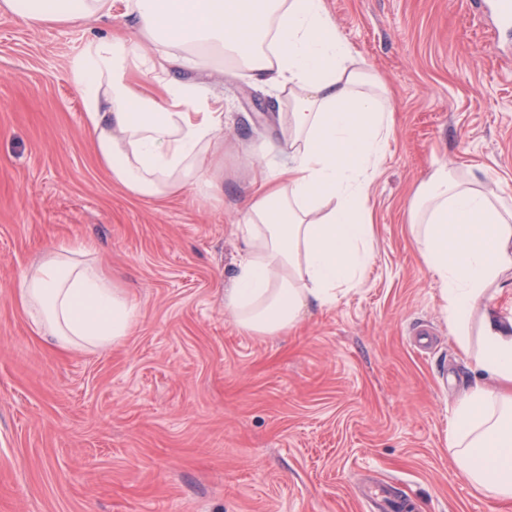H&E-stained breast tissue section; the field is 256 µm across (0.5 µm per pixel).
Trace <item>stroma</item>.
<instances>
[{
  "label": "stroma",
  "instance_id": "obj_1",
  "mask_svg": "<svg viewBox=\"0 0 512 512\" xmlns=\"http://www.w3.org/2000/svg\"><path fill=\"white\" fill-rule=\"evenodd\" d=\"M324 5L391 89L395 123L370 192L371 265L280 336L240 331L223 300L253 173L284 160L277 92L225 64H167L224 100V190L138 198L101 166L72 79L110 22L0 16V512H373L361 490L376 482L414 512H512L448 446L473 373L408 233L434 165L512 193V33L489 53L487 21L457 0ZM77 242L138 306L105 351L40 336L15 295L45 249Z\"/></svg>",
  "mask_w": 512,
  "mask_h": 512
}]
</instances>
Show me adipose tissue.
<instances>
[{
  "label": "adipose tissue",
  "instance_id": "1",
  "mask_svg": "<svg viewBox=\"0 0 512 512\" xmlns=\"http://www.w3.org/2000/svg\"><path fill=\"white\" fill-rule=\"evenodd\" d=\"M133 31L90 39L72 74L86 133L113 181L140 198L220 190L224 104L204 87L137 75L161 60L230 57L288 95L282 165L262 170L238 224L242 248L224 306L243 332L278 336L310 307H329L373 259L368 205L393 126L376 75L350 67L351 49L324 0H124ZM0 15L65 27L108 18L112 0H0ZM410 232L431 273L475 382L448 428L464 477L512 500V315L493 306L512 272V195L482 189L448 166L417 186ZM83 243L46 251L16 284L37 327L63 348L105 349L129 336L138 310Z\"/></svg>",
  "mask_w": 512,
  "mask_h": 512
}]
</instances>
